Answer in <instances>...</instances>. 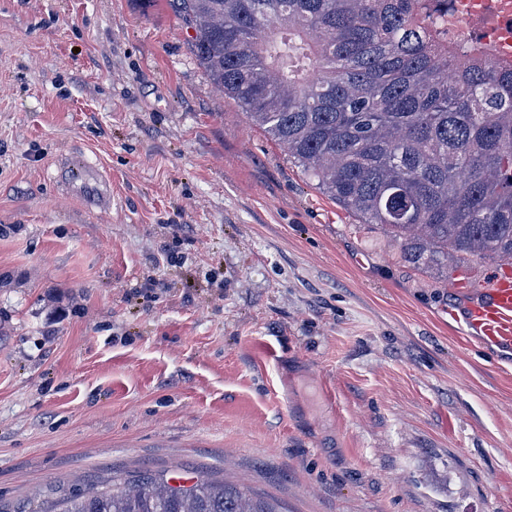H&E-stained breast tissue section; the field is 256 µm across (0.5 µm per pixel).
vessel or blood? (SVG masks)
Wrapping results in <instances>:
<instances>
[{
	"label": "vessel or blood",
	"mask_w": 512,
	"mask_h": 512,
	"mask_svg": "<svg viewBox=\"0 0 512 512\" xmlns=\"http://www.w3.org/2000/svg\"><path fill=\"white\" fill-rule=\"evenodd\" d=\"M54 180L69 194L82 197L89 211L112 207L110 183L100 167L83 155L62 157L55 166ZM448 321L459 326L471 344L512 351V264L504 263L483 283L471 285L463 305L449 308Z\"/></svg>",
	"instance_id": "b4317fda"
}]
</instances>
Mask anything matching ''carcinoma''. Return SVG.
<instances>
[{
    "label": "carcinoma",
    "mask_w": 512,
    "mask_h": 512,
    "mask_svg": "<svg viewBox=\"0 0 512 512\" xmlns=\"http://www.w3.org/2000/svg\"><path fill=\"white\" fill-rule=\"evenodd\" d=\"M191 49L306 177L413 264L512 259V65L412 0H173ZM62 512H281L202 476H118Z\"/></svg>",
    "instance_id": "1"
}]
</instances>
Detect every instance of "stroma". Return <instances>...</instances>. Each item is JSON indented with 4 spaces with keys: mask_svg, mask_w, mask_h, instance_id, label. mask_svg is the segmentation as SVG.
<instances>
[{
    "mask_svg": "<svg viewBox=\"0 0 512 512\" xmlns=\"http://www.w3.org/2000/svg\"><path fill=\"white\" fill-rule=\"evenodd\" d=\"M170 0H0V512L112 473L287 512H512V353L307 180ZM101 164L110 210L52 178Z\"/></svg>",
    "mask_w": 512,
    "mask_h": 512,
    "instance_id": "1",
    "label": "stroma"
}]
</instances>
